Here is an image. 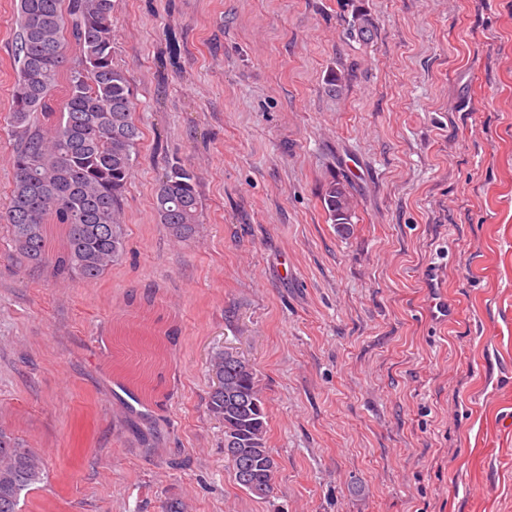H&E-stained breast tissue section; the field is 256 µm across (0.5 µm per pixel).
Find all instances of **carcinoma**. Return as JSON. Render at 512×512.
Instances as JSON below:
<instances>
[{"instance_id": "carcinoma-1", "label": "carcinoma", "mask_w": 512, "mask_h": 512, "mask_svg": "<svg viewBox=\"0 0 512 512\" xmlns=\"http://www.w3.org/2000/svg\"><path fill=\"white\" fill-rule=\"evenodd\" d=\"M116 0H16L12 41L15 78L11 123L18 142L9 158L12 190L0 209L19 259L56 280H98L126 248L122 195L141 131L126 72L113 63ZM371 19L357 11L350 30L361 37ZM178 55L169 36L159 75ZM323 202L333 221L352 208L341 183ZM201 200L195 171L167 163L154 201L156 222L176 243L199 232ZM209 408L224 423V459L237 486L266 499L277 462L267 448V411L256 371L237 354L209 360ZM41 455L0 429V512H19L21 495L44 480Z\"/></svg>"}]
</instances>
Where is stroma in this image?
Wrapping results in <instances>:
<instances>
[{
  "label": "stroma",
  "mask_w": 512,
  "mask_h": 512,
  "mask_svg": "<svg viewBox=\"0 0 512 512\" xmlns=\"http://www.w3.org/2000/svg\"><path fill=\"white\" fill-rule=\"evenodd\" d=\"M117 3L141 129L124 254L59 282L0 223V426L47 472L20 512H512V0ZM358 9L369 37L348 34ZM15 19L0 0V206ZM173 159L203 200L180 244L154 217ZM219 350L257 370L267 500L224 462ZM119 352L151 406L113 386ZM323 202L330 218L336 221H348L349 212L352 208L350 194L342 183L332 181L325 189Z\"/></svg>",
  "instance_id": "stroma-1"
}]
</instances>
